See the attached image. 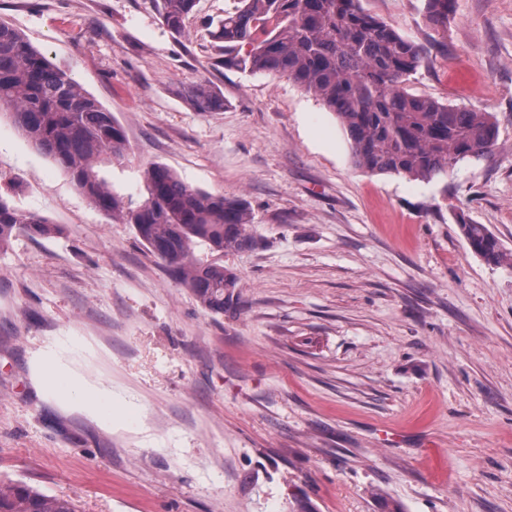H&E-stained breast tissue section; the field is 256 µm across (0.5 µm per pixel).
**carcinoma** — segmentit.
Instances as JSON below:
<instances>
[{"mask_svg": "<svg viewBox=\"0 0 512 512\" xmlns=\"http://www.w3.org/2000/svg\"><path fill=\"white\" fill-rule=\"evenodd\" d=\"M155 3L162 24L182 34L196 0ZM455 4L425 0L426 25L447 37ZM211 36L224 64L285 76L319 100L341 124L356 164L372 174L430 180L460 161L481 159L497 138L492 114L409 93V78L426 59V48L366 12L361 0H238ZM184 96L204 112L224 107V98L205 83L186 87ZM0 108L10 110L16 128L96 209L132 225L206 310L224 314V292L237 287V277L218 261L196 260L193 249L199 241L219 255L250 247L252 218L244 200L193 188L159 163L143 172V201L114 193L100 171L126 150L123 127L68 71L5 22ZM461 228L476 255L501 262L500 243L484 225ZM20 234L51 238L62 230L0 195V252ZM0 512L79 509L27 483L0 479Z\"/></svg>", "mask_w": 512, "mask_h": 512, "instance_id": "carcinoma-1", "label": "carcinoma"}]
</instances>
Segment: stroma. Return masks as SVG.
Segmentation results:
<instances>
[{"label": "stroma", "instance_id": "stroma-1", "mask_svg": "<svg viewBox=\"0 0 512 512\" xmlns=\"http://www.w3.org/2000/svg\"><path fill=\"white\" fill-rule=\"evenodd\" d=\"M196 0H0V20L123 127L102 170L145 197L161 163L248 203L223 314L171 278L0 114V194L61 225L0 252V478L80 512H512V0H456L447 54L412 94L492 113L484 158L429 181L359 168L339 122L287 78L225 66ZM428 43L424 0H362ZM206 82L224 107L183 88ZM481 224L505 259L474 254ZM111 391L105 426L45 393L38 361ZM162 24L174 34H182L185 21L191 14L196 0H154ZM185 98L201 111L211 112L224 107V98L205 83L190 85L184 89ZM462 232L471 250L487 263L498 264L503 252L497 238L481 224H461Z\"/></svg>", "mask_w": 512, "mask_h": 512}]
</instances>
